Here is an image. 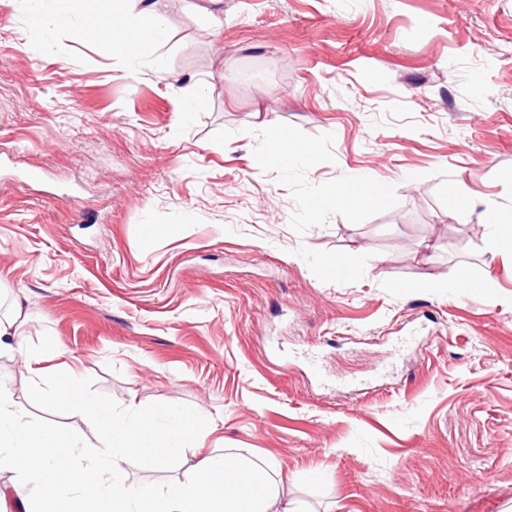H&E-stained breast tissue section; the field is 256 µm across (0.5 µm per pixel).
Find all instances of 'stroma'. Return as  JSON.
<instances>
[{"instance_id": "35a3bbf8", "label": "stroma", "mask_w": 512, "mask_h": 512, "mask_svg": "<svg viewBox=\"0 0 512 512\" xmlns=\"http://www.w3.org/2000/svg\"><path fill=\"white\" fill-rule=\"evenodd\" d=\"M107 7L0 0L17 410L92 455L45 397L69 366L115 416L272 460L299 512H512V254L483 216L512 215V0H167L131 52L77 37ZM283 143L301 164L253 166ZM358 182L379 202L326 201Z\"/></svg>"}]
</instances>
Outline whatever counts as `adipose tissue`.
<instances>
[{"mask_svg": "<svg viewBox=\"0 0 512 512\" xmlns=\"http://www.w3.org/2000/svg\"><path fill=\"white\" fill-rule=\"evenodd\" d=\"M158 18L156 6L136 12L127 0H112L105 23L92 32L108 45L130 49L149 40ZM52 398L88 419L101 445L87 462H78L77 442L68 432L29 421L0 386V471L18 476L9 490L0 489V498H16L23 512L31 508L23 487L33 482L44 487L48 512H292L281 501L272 462L247 465L229 454L200 457L192 478L166 491L129 487L122 480L127 457L141 454L164 464L174 441L201 436V429L178 419L158 429L151 413L138 406L130 417H112L87 399L71 370L58 376Z\"/></svg>", "mask_w": 512, "mask_h": 512, "instance_id": "obj_1", "label": "adipose tissue"}]
</instances>
